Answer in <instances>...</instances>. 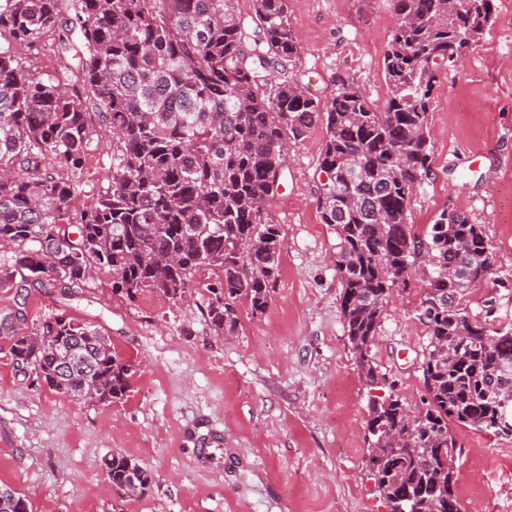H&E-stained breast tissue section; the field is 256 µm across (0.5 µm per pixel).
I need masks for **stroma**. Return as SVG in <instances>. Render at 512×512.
<instances>
[{"instance_id":"1","label":"stroma","mask_w":512,"mask_h":512,"mask_svg":"<svg viewBox=\"0 0 512 512\" xmlns=\"http://www.w3.org/2000/svg\"><path fill=\"white\" fill-rule=\"evenodd\" d=\"M300 45L299 79L315 99L340 82L384 110L383 59L396 25L393 0H288ZM430 179L410 198L418 236L445 210L465 211L491 247L486 278L471 288V315L493 311L512 327V0H495L481 40L444 71L427 114ZM323 126L289 145L285 180L269 210L281 229L279 272L265 312L237 306V331H213L206 310L218 274L196 275L177 302L145 291L129 301L99 271L83 296L65 301L34 288L20 333L62 313L100 327L134 367L122 400H73L17 368L0 334V481L24 494L30 512H387L368 477V389L348 348L336 271V230L322 224L319 164ZM112 143L95 138L75 180L78 206L107 185ZM428 270L418 264L396 288L371 354L419 403L427 331L416 309ZM456 488L468 512H512V439L451 424ZM224 466L196 459L213 435ZM147 466L151 489L130 496L108 483L104 457Z\"/></svg>"}]
</instances>
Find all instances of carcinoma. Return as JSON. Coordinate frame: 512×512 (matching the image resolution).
Here are the masks:
<instances>
[{
	"label": "carcinoma",
	"mask_w": 512,
	"mask_h": 512,
	"mask_svg": "<svg viewBox=\"0 0 512 512\" xmlns=\"http://www.w3.org/2000/svg\"><path fill=\"white\" fill-rule=\"evenodd\" d=\"M0 0V288L25 304L32 288L72 299L95 270L112 293L178 301L202 270L223 279L208 306L217 333L237 331V305L264 313L278 275L279 225L268 210L283 185L282 156L316 124L326 130L320 213L336 225L340 309L349 350L366 383L393 389L371 344L416 255L427 256L418 318L428 329L421 364L424 420L410 424L397 396L371 401V479L387 512H451L458 502L449 423L512 437V332L472 318L465 291L490 268L489 244L460 211H443L420 238L407 224L411 195L431 173L427 114L434 83L477 43L494 0H395L397 26L384 56L385 110L341 84L316 100L297 79L299 44L288 0ZM51 29L57 72L18 56ZM112 136L107 187L72 210L75 181L41 171L49 157L73 176L93 133ZM19 311L0 312L17 367L78 401L106 405L130 388L133 367L91 322L54 315L14 335ZM112 487L145 494L151 471L119 452L105 459ZM0 512H29L0 484Z\"/></svg>",
	"instance_id": "carcinoma-1"
}]
</instances>
